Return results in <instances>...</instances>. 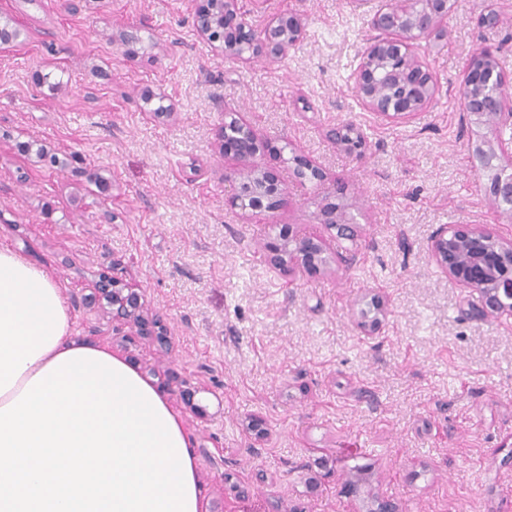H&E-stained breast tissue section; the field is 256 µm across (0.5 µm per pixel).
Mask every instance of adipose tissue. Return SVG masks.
I'll return each mask as SVG.
<instances>
[{"label": "adipose tissue", "mask_w": 512, "mask_h": 512, "mask_svg": "<svg viewBox=\"0 0 512 512\" xmlns=\"http://www.w3.org/2000/svg\"><path fill=\"white\" fill-rule=\"evenodd\" d=\"M112 347L73 334L63 290L44 268L9 249H0V408L61 354Z\"/></svg>", "instance_id": "adipose-tissue-1"}]
</instances>
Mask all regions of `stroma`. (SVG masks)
<instances>
[{"label": "stroma", "instance_id": "1", "mask_svg": "<svg viewBox=\"0 0 512 512\" xmlns=\"http://www.w3.org/2000/svg\"><path fill=\"white\" fill-rule=\"evenodd\" d=\"M249 25L294 9L305 18L286 57L228 61L194 26V0H0V247L25 254L64 288L76 336L118 350L181 414L209 504L224 512H356L343 492L366 473L401 512H512V316L480 311L429 254L443 225L490 224L512 238L473 166L481 128L460 83L480 48L512 76V0H455L440 38L416 51L437 78L432 101L394 119L366 109L353 71L373 32L357 0H242ZM498 11L496 27L476 26ZM138 29L139 54L114 43ZM165 96L173 118L153 117ZM240 112L284 156H265L287 203L241 212L228 198L235 161L212 132ZM353 124V155L328 129ZM46 145L54 160L22 154ZM323 181L298 177L293 154ZM111 189L101 192L100 181ZM344 187L351 239L316 218ZM347 262L329 272L273 269L264 245L280 225ZM167 328L169 349L113 335L106 308L81 298L102 268ZM382 325L363 335L374 295ZM205 408H188L182 390ZM264 422L256 435L251 419ZM338 459L310 487L305 463Z\"/></svg>", "mask_w": 512, "mask_h": 512}]
</instances>
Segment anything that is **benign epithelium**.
<instances>
[{
  "label": "benign epithelium",
  "instance_id": "benign-epithelium-1",
  "mask_svg": "<svg viewBox=\"0 0 512 512\" xmlns=\"http://www.w3.org/2000/svg\"><path fill=\"white\" fill-rule=\"evenodd\" d=\"M195 26L202 37L219 30L224 38L219 52L226 60L277 59L300 40L304 31L303 14L288 10L269 16L254 29L240 20V0H196ZM449 0H382L374 10L370 28L376 32L362 53L355 73V89L364 105L383 116L403 119L426 107L437 91V81L428 65L414 52V44L432 36L448 19ZM509 80L496 66L493 50L481 49L470 63L461 86V104L470 122L488 128L512 123V96ZM353 130L347 123L327 132L332 141L351 150ZM219 153L236 161L234 174L225 179L238 181L230 206L242 211L273 210L284 203L285 191L272 173L261 164L268 150L256 130L237 112H224V124L216 130ZM477 171L489 174L488 200L498 216L512 220V151L503 142L483 140L475 148ZM298 175L322 180V172L301 154L293 156ZM349 205L328 201L318 212L320 223L336 230L340 238L353 236L348 218ZM271 265L284 275L303 268L327 270L343 264L342 256H331L324 244L293 234L283 226L267 243ZM432 260L448 280L479 293L486 313L512 314V239L501 237L487 224L442 226L432 236ZM106 300L112 322L130 325L138 336L167 344V328L149 315L142 295L127 288L113 269L99 274L94 292L85 297L93 306ZM385 302L373 300V316L362 323L365 334L374 333L381 322ZM369 480L358 473L345 479L343 492L361 499L358 512H398L395 503L371 493H362Z\"/></svg>",
  "mask_w": 512,
  "mask_h": 512
}]
</instances>
